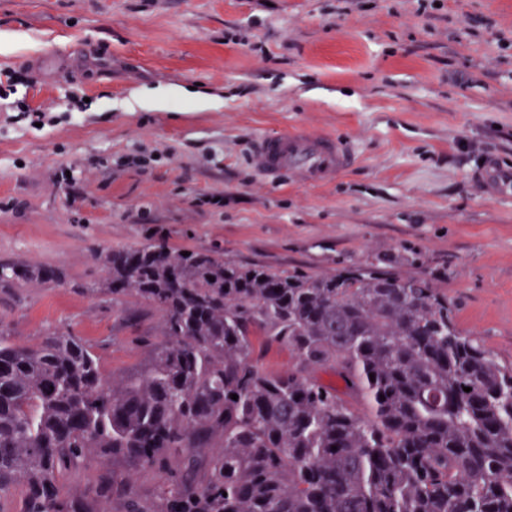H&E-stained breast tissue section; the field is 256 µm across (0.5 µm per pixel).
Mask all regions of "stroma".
<instances>
[{
	"label": "stroma",
	"instance_id": "obj_1",
	"mask_svg": "<svg viewBox=\"0 0 512 512\" xmlns=\"http://www.w3.org/2000/svg\"><path fill=\"white\" fill-rule=\"evenodd\" d=\"M438 2L0 0V70L26 71L17 98L55 118L0 112V262L63 273L0 286L11 340L64 332L104 375L139 366L162 315L103 295L97 255L162 237L311 274L415 252L404 273L433 272L459 328L512 363V189L491 194L476 168L512 169V0ZM169 86L216 102L140 106ZM294 127L354 164L321 186L268 181L256 140ZM123 470L89 460L66 488L92 499Z\"/></svg>",
	"mask_w": 512,
	"mask_h": 512
}]
</instances>
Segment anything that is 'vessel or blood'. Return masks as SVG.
<instances>
[{"label":"vessel or blood","instance_id":"vessel-or-blood-1","mask_svg":"<svg viewBox=\"0 0 512 512\" xmlns=\"http://www.w3.org/2000/svg\"><path fill=\"white\" fill-rule=\"evenodd\" d=\"M352 161V152L336 137L297 129L260 139L252 155L263 177L312 186L332 181Z\"/></svg>","mask_w":512,"mask_h":512}]
</instances>
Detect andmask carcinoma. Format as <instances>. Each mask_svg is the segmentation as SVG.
<instances>
[{"mask_svg":"<svg viewBox=\"0 0 512 512\" xmlns=\"http://www.w3.org/2000/svg\"><path fill=\"white\" fill-rule=\"evenodd\" d=\"M182 252L99 255L106 295L163 314V340L118 378L75 336L19 345L0 323V492L23 484L22 512H107L61 492L87 458L125 465L99 491L124 512H512V364L463 334L434 277L379 253L313 275ZM61 280L0 262L1 286ZM255 336L299 368L263 369ZM141 470L162 477L151 502Z\"/></svg>","mask_w":512,"mask_h":512,"instance_id":"carcinoma-1","label":"carcinoma"}]
</instances>
